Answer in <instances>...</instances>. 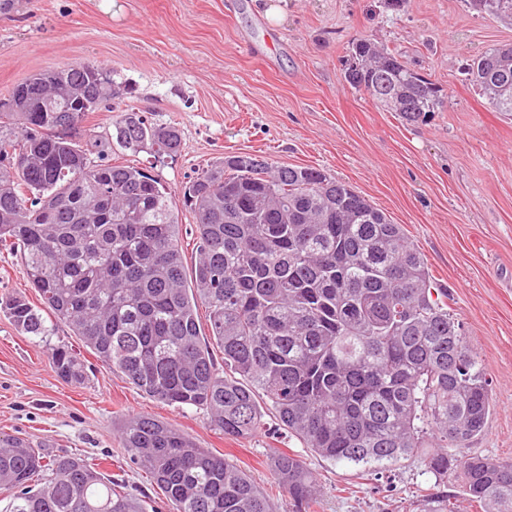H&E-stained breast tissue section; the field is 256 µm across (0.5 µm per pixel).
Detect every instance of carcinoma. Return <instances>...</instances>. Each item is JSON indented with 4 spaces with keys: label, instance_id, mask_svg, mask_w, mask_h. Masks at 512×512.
I'll return each instance as SVG.
<instances>
[{
    "label": "carcinoma",
    "instance_id": "obj_1",
    "mask_svg": "<svg viewBox=\"0 0 512 512\" xmlns=\"http://www.w3.org/2000/svg\"><path fill=\"white\" fill-rule=\"evenodd\" d=\"M488 2L479 14L512 25V0ZM45 74L0 103V157L12 154L0 166V247L20 251L41 302L8 296L0 309L43 344L59 377L88 378L71 346L52 341L64 324L135 387L205 410L226 436L258 430L264 396L323 459L387 470L420 455L440 477L460 464L481 512H512L511 462L458 459L485 431L489 384L402 225L322 169L231 156L184 192L197 240L188 275L176 197L142 167L91 160L73 138L115 97L111 73L78 63ZM468 75L490 108L512 115L511 43L473 58ZM343 77L409 121L443 104L435 83L370 38L351 44ZM115 130L134 154L180 148L175 128L133 107ZM119 437L163 490L166 512H276L251 478L173 426L133 416ZM272 477L293 512L319 496L293 456H276ZM0 494L4 512H147L97 465L2 433Z\"/></svg>",
    "mask_w": 512,
    "mask_h": 512
}]
</instances>
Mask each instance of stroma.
Returning <instances> with one entry per match:
<instances>
[{"label":"stroma","mask_w":512,"mask_h":512,"mask_svg":"<svg viewBox=\"0 0 512 512\" xmlns=\"http://www.w3.org/2000/svg\"><path fill=\"white\" fill-rule=\"evenodd\" d=\"M282 20L260 0H0V101L38 72L93 63L120 88L89 113L78 139L92 160L152 166L181 194L208 165L255 154L310 166L350 185L403 225L448 291V309L490 384L493 412L471 454L512 461V119L489 109L465 67L486 48L512 43V27L482 17L466 0H282ZM372 38L442 87L445 102L409 123L380 109L342 78L349 44ZM176 128L181 145L157 160L124 150L114 124L126 107ZM39 296L19 254L0 251V296ZM58 335L88 366L86 385L57 376L44 347L0 312V431L77 455L124 479L149 512L164 495L131 466L116 430L125 416L169 423L224 455L292 512L270 463L288 454L317 477L314 512H421L430 494L477 512L461 471L439 479L422 457L379 473L334 464L288 435L272 411L248 437L215 430L205 410L143 394L103 364L66 326Z\"/></svg>","instance_id":"obj_1"}]
</instances>
